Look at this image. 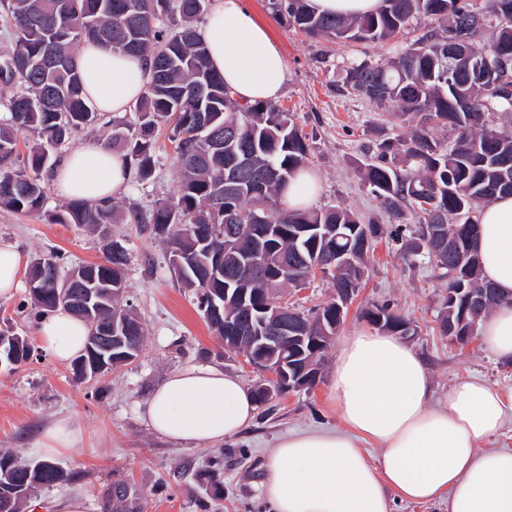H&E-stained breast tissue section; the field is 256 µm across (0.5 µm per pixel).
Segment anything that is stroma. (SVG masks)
Returning a JSON list of instances; mask_svg holds the SVG:
<instances>
[{"instance_id":"35a3bbf8","label":"stroma","mask_w":512,"mask_h":512,"mask_svg":"<svg viewBox=\"0 0 512 512\" xmlns=\"http://www.w3.org/2000/svg\"><path fill=\"white\" fill-rule=\"evenodd\" d=\"M255 19L278 43L287 65L286 81L277 100L293 112L294 120L311 145L309 167L320 183L315 207L341 206L363 217H381L378 200L362 179L369 163L368 146L408 129L364 97L342 87L344 69L363 57L384 63L394 54L393 42L334 43L311 39L276 14L270 0H246ZM157 158L153 176L145 183L130 182L115 196L120 211L151 207L174 196L178 173L174 144L168 129L156 134ZM67 203L48 190L42 213L18 214L0 208V239L15 242L27 258L59 252L62 263L100 262L107 239L119 240L130 254L118 302L145 324L147 335L139 358L99 381L76 382L71 365L61 364L37 348L38 313L27 290L0 300V328H11L32 343L30 359L16 368H0V448L15 449L26 462L36 461L41 431L59 415L79 419L85 430L81 447L57 461L69 481L40 489L27 512H57L59 500L82 496L87 512H121L118 491H126L140 512H270L259 481L269 451L288 432L342 429L330 400L328 385L338 352L330 347L321 375L309 390L284 394L259 407L254 426L218 447L196 449L173 443L150 431L136 406L177 368L200 363L218 364L255 386L260 373L247 365L243 354L225 351L204 321L194 293L170 273L165 249L140 225L117 223L106 233L75 224H53L49 214ZM384 237L371 248L362 286L352 300L337 339L368 329L364 308L387 303L415 328L407 343L424 359L437 394L455 382L480 377L512 388V366L498 362L479 339L467 345L442 336L438 314L448 296L445 282L429 265H405L388 239L392 223H384ZM220 456L222 498H214L197 478L212 456Z\"/></svg>"}]
</instances>
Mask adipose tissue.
Returning <instances> with one entry per match:
<instances>
[{
	"instance_id": "obj_1",
	"label": "adipose tissue",
	"mask_w": 512,
	"mask_h": 512,
	"mask_svg": "<svg viewBox=\"0 0 512 512\" xmlns=\"http://www.w3.org/2000/svg\"><path fill=\"white\" fill-rule=\"evenodd\" d=\"M199 34L211 63L241 104L275 101L287 67L278 44L255 21L244 0H212ZM89 99L99 112L119 116L146 90L147 57L112 52L101 42L79 47ZM130 169L124 156L97 140L64 157L52 185L64 198L106 201L124 191ZM478 253L485 282L498 304L482 319L479 338L499 362L512 365V196L483 205ZM27 260L0 240V299L22 286ZM87 326L59 309L41 317L37 336L57 362L82 353ZM345 431L298 430L272 448L259 487L272 512H391V494L420 504L447 501L448 512H512V448L499 444L512 419V391L466 378L435 401L421 356L398 337L365 330L345 337L329 384ZM258 403L235 374L193 364L169 374L137 412L147 427L173 442L212 445L252 426ZM84 431L70 415L43 430V461L79 447ZM377 456H364L360 441Z\"/></svg>"
}]
</instances>
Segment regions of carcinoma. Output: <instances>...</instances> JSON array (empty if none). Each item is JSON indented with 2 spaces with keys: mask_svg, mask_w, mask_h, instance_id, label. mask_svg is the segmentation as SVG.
<instances>
[{
  "mask_svg": "<svg viewBox=\"0 0 512 512\" xmlns=\"http://www.w3.org/2000/svg\"><path fill=\"white\" fill-rule=\"evenodd\" d=\"M274 9L288 24L310 37L326 36L360 43H376L400 35L410 19L423 13L443 21L417 41L403 46L387 63L362 59L345 69L343 88L363 96L379 109L399 114L410 124L408 136L386 139L377 146L375 161L364 170L365 182L381 201L388 218L401 222L410 214L418 219L413 236L390 231L398 251L410 265L427 260L437 277L448 280V291L463 289L457 303L441 308L440 328L461 344L470 342V324L497 304L493 288L482 282L480 261H469L477 236L470 235L480 206L496 195L512 193V179L501 183L500 161L512 159V133L490 126L489 107H512V0H484V12L499 25L480 49L470 48L471 68L460 69L448 50V31L477 14L469 0H380L379 9L362 17L316 13L308 0H276ZM208 0H4L11 47L0 57V78L13 94L3 103L9 113L0 124V206L16 213H39L46 200L40 178L13 168L17 134L32 130L40 142L28 155L37 173L52 159V152L80 130L95 124L101 114L92 108L85 91L75 49L86 40H99L125 55H146L152 60L147 92L135 104V120L122 124V135H112V149L124 153L141 181L155 168L154 140L160 126L175 142L174 163L180 172L175 196L148 209L132 211L131 220L167 244V252H187L197 242L192 229L211 230V243L224 253V276L217 280H180L196 292L198 308L209 327L224 336V322L248 325L250 311L274 299L275 291L302 284L307 265L330 266L338 254L348 257L329 271L336 295L357 289L363 278L372 243L384 233L374 220L364 221L347 210H286L279 203L288 180L307 167L310 144L293 115L272 102L237 104L224 88L207 48L198 34ZM57 56L66 65L47 69L43 60ZM493 70L494 79L481 81L478 70ZM455 132L449 146L435 130ZM237 130L234 146L217 151L206 136ZM54 224L100 227L116 222L110 202L74 199L49 215ZM272 226L269 237H253V225ZM234 224L237 234L284 255L294 270L281 278L268 268L247 282L240 275L242 248L224 238ZM337 229V236L317 235V225ZM128 263L121 242L107 244L102 262L81 266L85 276L114 283L110 300L93 310L86 321L89 341L84 355L72 363L73 375L85 379L92 371V349L102 330L114 318L125 319L132 350L122 357L104 358L112 368L138 358L145 336L143 324L116 302L122 288L120 270ZM486 289L478 307L465 299ZM220 305V319L208 316L212 303ZM362 317L393 336H412L413 326L388 304H377ZM336 319L332 300L305 314L288 318V334L278 341V354L291 366V375L315 385L319 370H305L306 360L320 365L333 338L323 331ZM31 353L27 340L0 347V363L14 367ZM69 479L54 463L22 464L12 448H0V508L23 512L32 494L42 487Z\"/></svg>",
  "mask_w": 512,
  "mask_h": 512,
  "instance_id": "cac0c4a2",
  "label": "carcinoma"
}]
</instances>
